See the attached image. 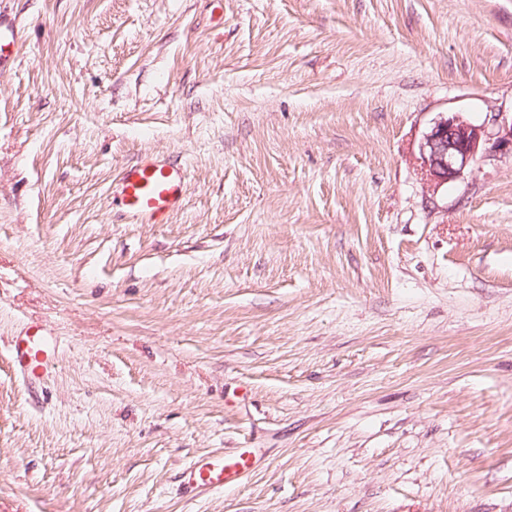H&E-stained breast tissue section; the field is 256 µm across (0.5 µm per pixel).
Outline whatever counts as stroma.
<instances>
[{
	"label": "stroma",
	"instance_id": "stroma-1",
	"mask_svg": "<svg viewBox=\"0 0 512 512\" xmlns=\"http://www.w3.org/2000/svg\"><path fill=\"white\" fill-rule=\"evenodd\" d=\"M0 11V512H512V155L434 191L418 149L512 124V0ZM146 153L186 170L165 224L109 191ZM20 29V23L15 19L6 20L0 12V68L5 66L18 45ZM10 356L17 375L36 380L56 368L55 344L39 328L30 327L15 337ZM259 462L247 448L199 456L182 470L179 491L183 497L194 499L216 490H232L258 468Z\"/></svg>",
	"mask_w": 512,
	"mask_h": 512
}]
</instances>
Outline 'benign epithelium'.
I'll use <instances>...</instances> for the list:
<instances>
[{
	"mask_svg": "<svg viewBox=\"0 0 512 512\" xmlns=\"http://www.w3.org/2000/svg\"><path fill=\"white\" fill-rule=\"evenodd\" d=\"M512 152V125L490 140L485 128L460 112L439 113L419 143L421 174L438 188L474 168L488 150Z\"/></svg>",
	"mask_w": 512,
	"mask_h": 512,
	"instance_id": "1",
	"label": "benign epithelium"
}]
</instances>
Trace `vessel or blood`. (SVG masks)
I'll return each instance as SVG.
<instances>
[{
  "label": "vessel or blood",
  "instance_id": "b4317fda",
  "mask_svg": "<svg viewBox=\"0 0 512 512\" xmlns=\"http://www.w3.org/2000/svg\"><path fill=\"white\" fill-rule=\"evenodd\" d=\"M20 23L0 15V68L11 58L19 42ZM187 181L181 165L151 156L125 167L112 184V196L125 211L142 224H164L181 209ZM10 356L17 375L36 380L56 368L55 344L40 329H28L15 337ZM259 459L249 449L202 455L180 474L179 491L194 499L216 490H231L255 471Z\"/></svg>",
  "mask_w": 512,
  "mask_h": 512
}]
</instances>
